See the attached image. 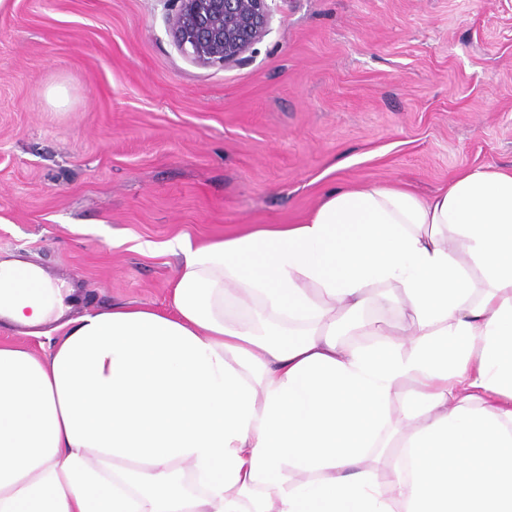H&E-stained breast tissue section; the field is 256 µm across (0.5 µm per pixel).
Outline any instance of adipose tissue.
<instances>
[{"label": "adipose tissue", "mask_w": 512, "mask_h": 512, "mask_svg": "<svg viewBox=\"0 0 512 512\" xmlns=\"http://www.w3.org/2000/svg\"><path fill=\"white\" fill-rule=\"evenodd\" d=\"M169 249L166 307L74 319L0 261V318L69 325L0 343V512H512V170ZM62 322L48 323L39 328L38 330L45 334L41 336H26L21 334L25 329H19L12 325H5L0 320V340L11 341L17 344L24 345L40 356H47L53 348L55 341L59 336H63L66 332V327H59Z\"/></svg>", "instance_id": "obj_1"}]
</instances>
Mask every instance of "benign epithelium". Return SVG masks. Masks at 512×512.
Wrapping results in <instances>:
<instances>
[{
    "label": "benign epithelium",
    "instance_id": "1",
    "mask_svg": "<svg viewBox=\"0 0 512 512\" xmlns=\"http://www.w3.org/2000/svg\"><path fill=\"white\" fill-rule=\"evenodd\" d=\"M269 20L268 0H175L171 34L193 62L223 67L266 34Z\"/></svg>",
    "mask_w": 512,
    "mask_h": 512
}]
</instances>
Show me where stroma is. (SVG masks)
<instances>
[{
    "instance_id": "stroma-1",
    "label": "stroma",
    "mask_w": 512,
    "mask_h": 512,
    "mask_svg": "<svg viewBox=\"0 0 512 512\" xmlns=\"http://www.w3.org/2000/svg\"><path fill=\"white\" fill-rule=\"evenodd\" d=\"M172 9L0 8V259L72 284L71 317L164 306L174 238L296 224L332 188L427 197L512 169V0H271L223 67L177 49Z\"/></svg>"
}]
</instances>
